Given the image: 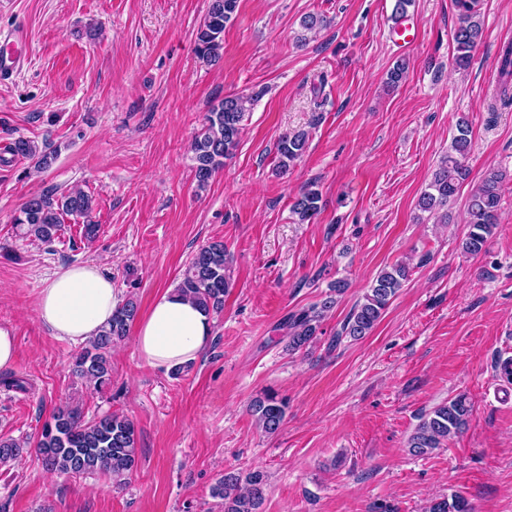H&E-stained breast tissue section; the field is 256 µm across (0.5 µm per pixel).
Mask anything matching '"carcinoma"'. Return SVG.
<instances>
[{"mask_svg": "<svg viewBox=\"0 0 512 512\" xmlns=\"http://www.w3.org/2000/svg\"><path fill=\"white\" fill-rule=\"evenodd\" d=\"M459 25L453 36L454 53L452 66L465 69L470 65L472 51L482 39L483 27L478 12V0H454ZM237 0H210L206 16L196 33L195 51L206 62L222 57L224 27L236 12ZM254 97L230 93L212 105L205 116L201 129L191 145L192 170L199 187H205L214 173L224 165V158L231 155L239 144L242 122ZM496 101L503 107L512 105V43L504 45L498 61V90ZM458 135L452 142V150L435 170L428 190L418 200L421 211L430 216L440 213L468 180L470 171L467 159L471 149L468 120L457 123ZM308 135L295 132L282 138L277 144L279 168L287 169L300 159L307 149ZM6 151L28 158L39 169L49 168L56 158V150L50 144L39 147L34 142L19 138ZM506 175L498 170L489 171L479 185L472 190L467 206L466 224L469 230L462 240V250L477 256L483 250L487 237L499 223L502 193ZM321 197L316 190L308 189L292 204V213L304 223L311 220L321 209ZM94 199L81 191H64L51 187L30 196L13 219L16 232L42 243H50L60 235L64 217L86 219L84 237L95 236L98 225L91 221ZM409 268L396 263L379 272L363 300L358 302L345 320L338 336L360 339L372 331L392 298L407 280ZM231 287L229 259L221 241L211 242L199 248L190 258L176 290L195 301L208 314L221 311L224 294ZM333 300L326 299L285 319L290 350L295 351L315 339L318 326L332 307ZM138 311L137 303L128 300L118 306L112 320L90 342L88 348L76 356L73 372L103 387L109 380V360L112 345L127 336L130 324ZM288 404L273 392L257 398L252 410L259 425L267 433L276 432L284 422ZM471 414V405L463 396L436 406L417 425L408 439L410 450L418 455L442 447L448 438L463 430ZM25 443L0 440V464L17 458L23 453ZM35 451L43 465L50 471L63 475L80 476L97 472L112 475L113 484L126 483L136 466L137 447L134 424L125 416L112 413L97 420L86 422L77 409L59 408L42 426L35 442ZM265 472L255 469L245 476L227 474L211 489L214 498L224 500V512H260L264 501ZM468 499L457 493L451 499L432 501L428 512H471Z\"/></svg>", "mask_w": 512, "mask_h": 512, "instance_id": "cac0c4a2", "label": "carcinoma"}]
</instances>
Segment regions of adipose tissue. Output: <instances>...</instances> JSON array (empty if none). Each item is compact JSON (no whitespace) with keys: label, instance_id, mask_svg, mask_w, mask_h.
Instances as JSON below:
<instances>
[{"label":"adipose tissue","instance_id":"adipose-tissue-1","mask_svg":"<svg viewBox=\"0 0 512 512\" xmlns=\"http://www.w3.org/2000/svg\"><path fill=\"white\" fill-rule=\"evenodd\" d=\"M120 303L112 275L94 263L62 267L36 298L41 322L56 338L82 345L107 326ZM212 321L195 303L166 289L136 326L135 347L146 364L172 369L195 361L207 347Z\"/></svg>","mask_w":512,"mask_h":512}]
</instances>
